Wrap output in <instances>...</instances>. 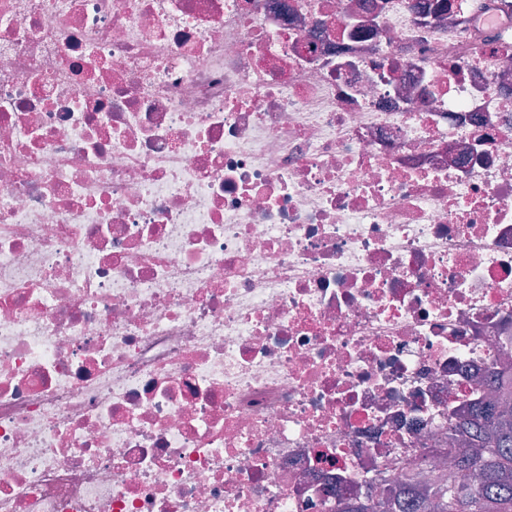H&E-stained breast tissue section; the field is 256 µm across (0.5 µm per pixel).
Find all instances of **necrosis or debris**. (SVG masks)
Masks as SVG:
<instances>
[{
  "mask_svg": "<svg viewBox=\"0 0 512 512\" xmlns=\"http://www.w3.org/2000/svg\"><path fill=\"white\" fill-rule=\"evenodd\" d=\"M0 0V512H336L512 361V21Z\"/></svg>",
  "mask_w": 512,
  "mask_h": 512,
  "instance_id": "necrosis-or-debris-1",
  "label": "necrosis or debris"
}]
</instances>
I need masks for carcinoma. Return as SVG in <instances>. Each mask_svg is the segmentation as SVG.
<instances>
[{"instance_id": "cac0c4a2", "label": "carcinoma", "mask_w": 512, "mask_h": 512, "mask_svg": "<svg viewBox=\"0 0 512 512\" xmlns=\"http://www.w3.org/2000/svg\"><path fill=\"white\" fill-rule=\"evenodd\" d=\"M498 396L450 424L464 438L446 471L409 472L386 503L344 506L343 512H512V371H502Z\"/></svg>"}]
</instances>
